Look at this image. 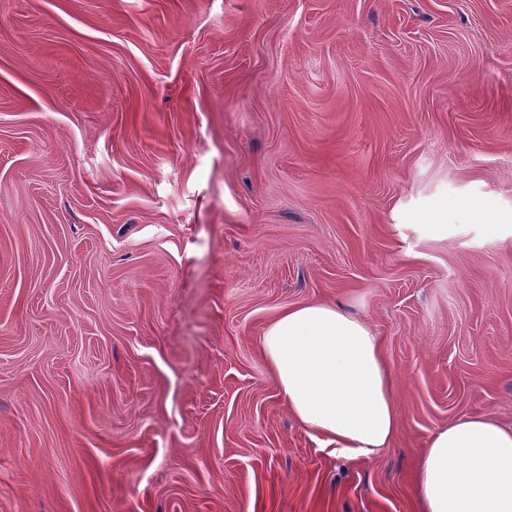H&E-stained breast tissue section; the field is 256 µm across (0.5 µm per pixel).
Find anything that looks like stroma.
Segmentation results:
<instances>
[{"instance_id": "obj_1", "label": "stroma", "mask_w": 512, "mask_h": 512, "mask_svg": "<svg viewBox=\"0 0 512 512\" xmlns=\"http://www.w3.org/2000/svg\"><path fill=\"white\" fill-rule=\"evenodd\" d=\"M341 304L399 430L289 414L268 323ZM512 425V0H0V512H419ZM419 512H512V427L488 415L440 428L416 476Z\"/></svg>"}]
</instances>
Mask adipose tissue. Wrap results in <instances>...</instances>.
<instances>
[{"instance_id": "ef3b65f1", "label": "adipose tissue", "mask_w": 512, "mask_h": 512, "mask_svg": "<svg viewBox=\"0 0 512 512\" xmlns=\"http://www.w3.org/2000/svg\"><path fill=\"white\" fill-rule=\"evenodd\" d=\"M261 349L303 426L353 460L391 447L394 376L367 323L335 304H298L268 323ZM416 490L419 512H512V427L477 415L438 429L419 460Z\"/></svg>"}]
</instances>
